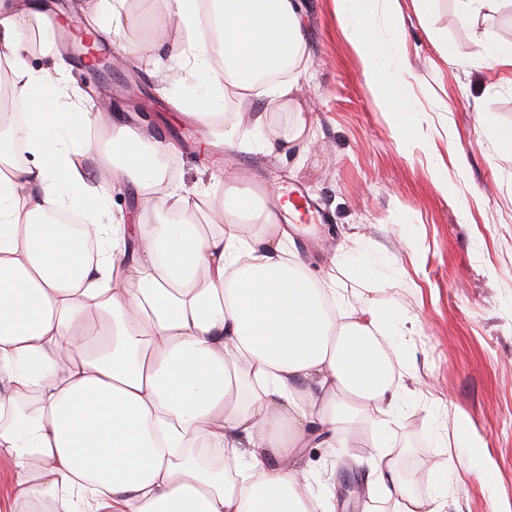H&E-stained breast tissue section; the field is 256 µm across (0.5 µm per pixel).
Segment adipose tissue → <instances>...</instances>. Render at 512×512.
I'll use <instances>...</instances> for the list:
<instances>
[{"mask_svg": "<svg viewBox=\"0 0 512 512\" xmlns=\"http://www.w3.org/2000/svg\"><path fill=\"white\" fill-rule=\"evenodd\" d=\"M126 0H86L88 28L120 34ZM175 25L155 49L181 62L197 96L179 102L233 146L224 93L276 103L292 96L305 51L296 0H164ZM393 134L414 139V107L399 44L380 19L399 0H334ZM51 42L47 0H0V66L22 123L0 119V458L14 503L52 501L56 512H328L298 466L302 448L375 451L372 500L387 512H431L398 477L387 429L405 395L392 384L398 355L378 337L403 334L396 303L342 300L335 277L314 279L289 258L281 227L251 199L221 207L228 224H199L198 199L165 185L158 156L170 144L91 112L44 51L33 68L31 33ZM220 53L222 67L211 63ZM113 127L105 174L132 176L169 224L111 221L82 161ZM22 143L30 159L14 164ZM85 217L72 234L52 214ZM251 215L245 238L232 219Z\"/></svg>", "mask_w": 512, "mask_h": 512, "instance_id": "ef3b65f1", "label": "adipose tissue"}]
</instances>
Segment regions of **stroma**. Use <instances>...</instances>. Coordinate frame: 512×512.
Wrapping results in <instances>:
<instances>
[{"mask_svg": "<svg viewBox=\"0 0 512 512\" xmlns=\"http://www.w3.org/2000/svg\"><path fill=\"white\" fill-rule=\"evenodd\" d=\"M301 5L306 70L295 105L253 100L264 114L261 130L243 127L228 149L210 146L208 132L177 116L173 103L188 84L179 60L152 48L170 24L160 0H129L131 19L115 42L95 40L96 49L120 59L109 87L97 84L77 53L68 57L69 77L87 109L112 112L177 146L163 163L166 185L205 188L228 203L247 197L272 213L281 185L315 201L318 224L282 222L290 254L316 271L346 254L348 264L333 268L345 296L397 303L421 323L390 339L404 355L394 383L411 393L389 423L404 448L400 466L410 489L426 493L419 476L450 458L448 494L436 498L434 512H512V154L496 152L480 122L486 115L512 129V70L484 54L512 44V0H495L472 19L458 0H435L425 17L414 0H399L401 19L389 33L408 60L403 79L419 136L407 147L373 99L332 0ZM439 39L460 45L463 55L444 60ZM303 119L313 139H296ZM267 139L288 141L287 151H268ZM105 194L123 223L166 221L165 209L145 210L130 181ZM361 261L376 263L378 274L359 276ZM460 422L491 485L472 471L469 448L457 445ZM372 455L366 447L311 446L300 464L330 512H363Z\"/></svg>", "mask_w": 512, "mask_h": 512, "instance_id": "35a3bbf8", "label": "stroma"}]
</instances>
